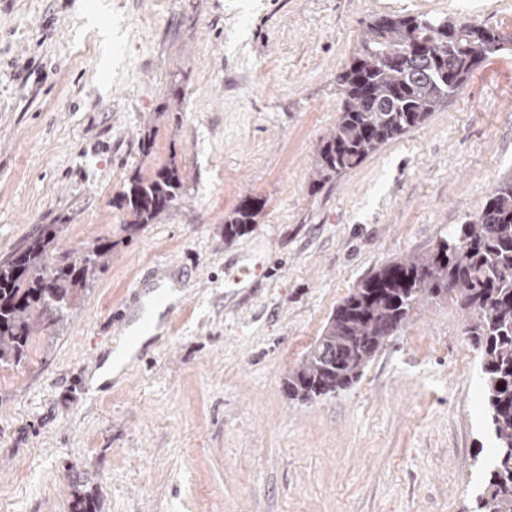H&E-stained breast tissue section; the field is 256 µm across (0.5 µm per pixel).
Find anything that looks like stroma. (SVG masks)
<instances>
[{
	"mask_svg": "<svg viewBox=\"0 0 512 512\" xmlns=\"http://www.w3.org/2000/svg\"><path fill=\"white\" fill-rule=\"evenodd\" d=\"M421 13L512 30V0H0V260L44 224L60 253L115 243L0 368V512H474L495 442L460 306L413 311L343 392L284 389L352 289L512 175L507 53L312 187L367 23ZM171 159L181 200L126 239L117 195ZM248 195L258 222L225 243ZM165 277L163 332L94 384Z\"/></svg>",
	"mask_w": 512,
	"mask_h": 512,
	"instance_id": "stroma-1",
	"label": "stroma"
}]
</instances>
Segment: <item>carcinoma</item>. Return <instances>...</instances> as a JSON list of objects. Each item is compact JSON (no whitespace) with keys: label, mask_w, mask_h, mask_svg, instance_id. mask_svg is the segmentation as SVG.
<instances>
[{"label":"carcinoma","mask_w":512,"mask_h":512,"mask_svg":"<svg viewBox=\"0 0 512 512\" xmlns=\"http://www.w3.org/2000/svg\"><path fill=\"white\" fill-rule=\"evenodd\" d=\"M505 51L512 52V32L423 14L374 18L356 57L336 73L342 107L317 149L312 186L359 166L423 123L480 65ZM183 179L174 160L149 178H130L116 200L128 215V237L177 205ZM263 208L258 197L241 199L224 217V242L245 235ZM63 229L46 225L0 261V367L20 364L31 338L57 323L111 258L115 243L108 237L54 257ZM429 300L459 304L465 335L481 348L483 397L496 446L475 512H512V176L435 248L400 257L362 280L288 372V397L311 403L351 387L416 305Z\"/></svg>","instance_id":"1"}]
</instances>
